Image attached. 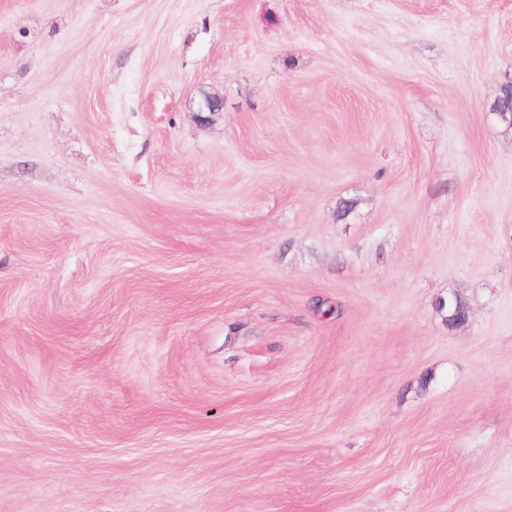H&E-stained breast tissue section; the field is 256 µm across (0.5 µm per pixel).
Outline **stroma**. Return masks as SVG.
Listing matches in <instances>:
<instances>
[{"label":"stroma","instance_id":"obj_1","mask_svg":"<svg viewBox=\"0 0 512 512\" xmlns=\"http://www.w3.org/2000/svg\"><path fill=\"white\" fill-rule=\"evenodd\" d=\"M508 81L512 0H0V512H512Z\"/></svg>","mask_w":512,"mask_h":512}]
</instances>
